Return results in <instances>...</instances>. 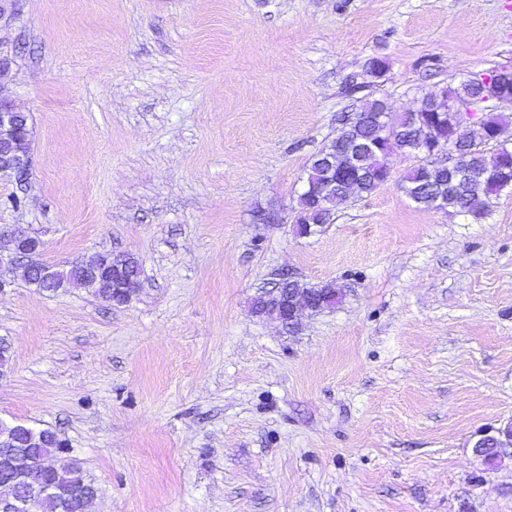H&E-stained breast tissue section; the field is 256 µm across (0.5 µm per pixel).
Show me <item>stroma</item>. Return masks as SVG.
Wrapping results in <instances>:
<instances>
[{
	"label": "stroma",
	"mask_w": 512,
	"mask_h": 512,
	"mask_svg": "<svg viewBox=\"0 0 512 512\" xmlns=\"http://www.w3.org/2000/svg\"><path fill=\"white\" fill-rule=\"evenodd\" d=\"M0 57L32 128L0 225L50 264L141 263L118 306L0 267V417L58 432L95 512H512V447L472 452L512 419V187L479 220L424 210L394 153L292 228L349 80L401 114L512 70V0H0ZM288 273L343 291L292 334L250 312ZM335 154L327 155L328 167L332 176H336V181L332 180V189L336 185V194L326 195V201L316 205L315 201L309 196L300 197V216L295 226V231L298 235H308L315 231L316 227H321L327 224L331 219L333 208L336 204L346 200V189L342 186V177L338 176L336 172V156ZM331 189V190H332Z\"/></svg>",
	"instance_id": "1"
}]
</instances>
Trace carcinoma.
<instances>
[{"mask_svg":"<svg viewBox=\"0 0 512 512\" xmlns=\"http://www.w3.org/2000/svg\"><path fill=\"white\" fill-rule=\"evenodd\" d=\"M476 85L471 80L461 82L457 87L443 91L442 98L449 102L466 100L475 94ZM385 100L365 97L355 107L357 115L376 114L382 111ZM512 123V113L505 110L489 109L481 113L467 126L451 128L456 142L469 146L467 159L472 176L467 179L452 178L454 188L439 198L434 197L431 183L434 178L424 169L415 167L404 177L406 196L415 204L427 210L443 209L456 214L472 216L476 219L486 214L492 199L499 193L500 178L512 179V148H508L496 138L497 133ZM429 131L421 126L405 124L399 132L376 141L373 128L362 126L355 121L347 130L340 132L323 150H336L344 153L355 143V162L352 166L356 174L358 196L376 191L381 182L379 176L386 165L387 157L394 152L416 153V148L426 145ZM495 144L497 149L492 156H486L485 146ZM325 182V163L320 154L312 156L308 166L306 187L323 189ZM346 189L342 186V177H336V193L326 196V201L317 204L309 196L300 197V216L295 224L299 235H308L331 219L333 208L345 200ZM31 449L33 464L44 469L43 481L52 487V491L42 495L35 494L32 512H93L98 489L84 473L81 464L69 453L61 450L55 441L43 430H31ZM84 488L85 497L74 506L69 497L61 493L63 489Z\"/></svg>","mask_w":512,"mask_h":512,"instance_id":"cac0c4a2","label":"carcinoma"}]
</instances>
